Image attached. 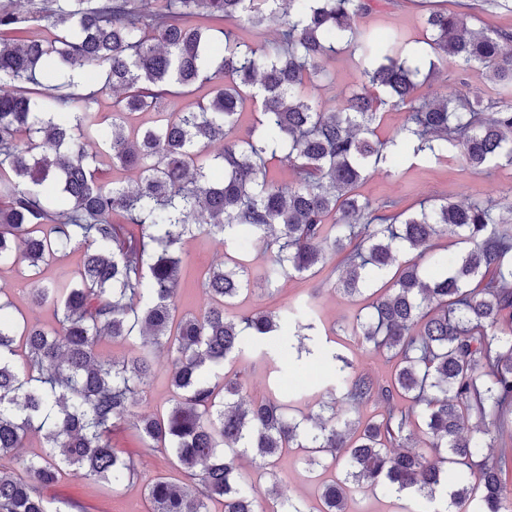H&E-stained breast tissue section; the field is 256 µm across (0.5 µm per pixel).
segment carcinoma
I'll use <instances>...</instances> for the list:
<instances>
[{"label": "carcinoma", "mask_w": 512, "mask_h": 512, "mask_svg": "<svg viewBox=\"0 0 512 512\" xmlns=\"http://www.w3.org/2000/svg\"><path fill=\"white\" fill-rule=\"evenodd\" d=\"M368 9L367 0H40L22 11L0 0V83L18 86L0 92V264L17 270L30 307L54 318L14 317L0 287V512H70L47 498L65 476L120 492L141 464L112 447L122 424L177 472L146 485L147 512H212L214 503L259 512L260 496L280 502L271 512H348L352 491L383 485L433 499L450 466L475 483L451 490L442 512H512V197L443 200L379 223L357 193L405 142L417 154L455 149L476 170L512 162L511 104L420 92L439 63L486 69L512 90V32L431 11L433 57L407 55L398 38L378 45L354 25ZM229 18L258 41L224 29ZM277 18L271 43L265 31ZM345 49L366 84L326 110L305 85L329 78L324 59ZM85 67L101 74L94 91L74 80ZM107 90L116 101L104 115L96 104ZM251 104L259 131L239 139ZM386 105L407 118L381 139ZM142 112L154 113L152 125L132 123ZM103 154L116 170H137L136 187L105 177ZM280 154L295 173L288 185L270 172ZM239 233L254 238L263 273L251 277L250 263L226 251L200 282L207 307L184 309V237L227 247ZM447 235L465 247L446 268L427 277L417 263L397 267L342 328L389 353L386 377L335 354L339 377L320 394L301 392L303 412L273 394L244 399L243 381L224 372L246 341L269 344L286 322L312 328L301 322L307 310L236 315L238 298L270 293L292 273L315 276L344 251L338 286L354 297L402 252L425 254ZM74 251L83 260L73 278L43 280V266ZM103 341L136 352L105 359ZM162 371L170 406L136 412ZM330 401L354 417L336 416ZM31 431L44 452L21 458ZM494 446L495 458L483 456ZM293 448L307 473L331 471L312 507L280 500L277 468ZM244 458L271 484L247 492Z\"/></svg>", "instance_id": "cac0c4a2"}]
</instances>
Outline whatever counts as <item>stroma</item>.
Masks as SVG:
<instances>
[{
  "label": "stroma",
  "instance_id": "1",
  "mask_svg": "<svg viewBox=\"0 0 512 512\" xmlns=\"http://www.w3.org/2000/svg\"><path fill=\"white\" fill-rule=\"evenodd\" d=\"M467 12L475 15V28L485 32L512 31V6L498 7L490 0H374L373 8L360 15L356 23L368 30L378 42H385L392 35H400L404 49L408 52H428L426 32L423 26L425 15L430 10ZM323 66L331 74L330 81L309 87L326 109L342 106L347 97L359 90L364 80L362 70L350 53L341 52L328 59ZM359 193L380 204L396 202L398 209L431 205L440 200L452 203L469 202L472 199L496 200L512 195V163L499 162L480 170L465 166L456 152L435 159L414 155L412 145H404L392 168L372 173L361 183ZM222 246L201 237L186 238L183 244L186 263L183 269L182 294L186 309H203L207 297L199 276L211 265L224 257ZM319 290L317 325L319 332L298 339L287 336L285 347H270L269 352L278 364V370L268 373L252 369L250 352L253 345H246L245 356L226 365L228 375H239L246 383L245 398H258L274 385L296 388L300 385H316L337 372L338 362L331 357L334 341H344L345 355L357 369L382 378L389 364L387 354L357 345L345 339L340 328L364 307L363 298H350L325 283L323 276L289 275L282 279L279 291L271 294L249 295L236 302L237 312L244 313L256 308L277 310L294 304L312 290ZM112 443L132 455L142 456V447L128 427H120L112 433ZM141 478L127 484L120 494H112L110 488L98 483L68 477L53 487L51 496L72 503V512H144V479L167 471V460L163 455L142 456ZM446 495L437 492L435 500H428L408 493H399L389 487L374 492H353L348 500L349 512H400L401 503H408L413 512H437L444 507Z\"/></svg>",
  "mask_w": 512,
  "mask_h": 512
}]
</instances>
